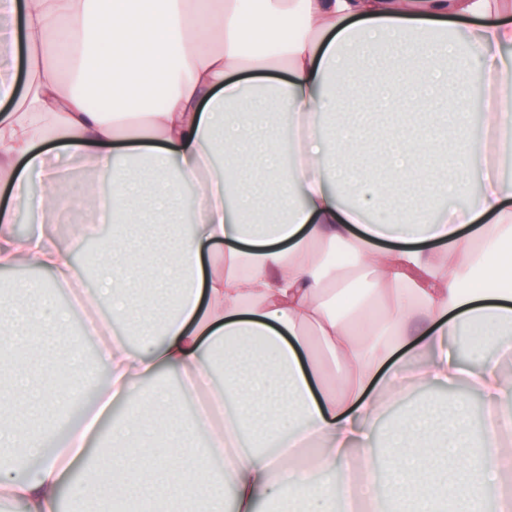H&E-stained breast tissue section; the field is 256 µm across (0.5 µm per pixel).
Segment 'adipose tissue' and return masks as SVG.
Segmentation results:
<instances>
[{"label": "adipose tissue", "instance_id": "1", "mask_svg": "<svg viewBox=\"0 0 512 512\" xmlns=\"http://www.w3.org/2000/svg\"><path fill=\"white\" fill-rule=\"evenodd\" d=\"M386 45L413 65L382 99L401 113L446 111L434 92L444 62L461 86L478 62L493 115L471 127L458 97L454 174L421 164L434 133L406 120L373 160L380 179L345 169L365 126L330 118L351 71L380 85L369 60ZM268 73L288 133L259 141L258 170L245 143L266 125L251 91ZM56 150L100 168L107 191L62 186ZM509 162L512 0H0V269L28 260L51 275L31 302L0 299V499L57 512L70 481L71 512L122 499L147 512H257L262 499L279 512H486L512 471ZM252 173L274 189V211L245 205ZM405 181L467 202L377 209ZM144 194L159 213L186 197L189 230L172 222L167 246L135 248ZM73 211L85 219L60 238L52 223ZM100 224L114 231L98 289L75 307L52 302L48 288L85 279L77 253ZM103 304L100 328L124 324L128 339L100 349L96 402L45 451L34 426L66 397L14 355L51 350L74 309ZM166 369L175 391L156 383ZM460 384L483 402L480 426L466 398L444 421L436 400H405ZM203 396L219 420L175 416L179 399ZM132 397L136 410L101 431ZM27 455L39 464L17 478L9 462Z\"/></svg>", "mask_w": 512, "mask_h": 512}]
</instances>
